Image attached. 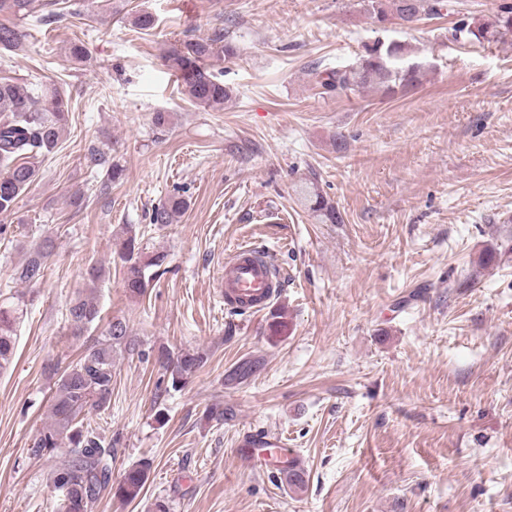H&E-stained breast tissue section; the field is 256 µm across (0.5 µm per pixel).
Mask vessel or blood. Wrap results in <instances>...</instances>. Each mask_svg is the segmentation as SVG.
I'll return each mask as SVG.
<instances>
[{
  "label": "vessel or blood",
  "mask_w": 512,
  "mask_h": 512,
  "mask_svg": "<svg viewBox=\"0 0 512 512\" xmlns=\"http://www.w3.org/2000/svg\"><path fill=\"white\" fill-rule=\"evenodd\" d=\"M223 296L225 304L243 312H259L281 290L284 281L274 271L273 264L259 251L248 247L237 248L224 262ZM269 451L265 464L282 469L288 453L280 439L267 431L247 432L242 436L237 452L241 459L253 461L256 447Z\"/></svg>",
  "instance_id": "b4317fda"
}]
</instances>
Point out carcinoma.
<instances>
[{"label": "carcinoma", "instance_id": "obj_1", "mask_svg": "<svg viewBox=\"0 0 512 512\" xmlns=\"http://www.w3.org/2000/svg\"><path fill=\"white\" fill-rule=\"evenodd\" d=\"M368 12L379 24L406 17L416 21L437 16L445 0H363ZM512 32V6L503 8L495 21L482 23L468 33L478 41L492 42ZM28 34L14 26L0 23V47L23 51ZM214 40H189L168 50V67L178 73L188 95L197 104L212 110L224 109L230 89L218 78L208 63L216 53ZM405 55L404 45L379 40L364 46L357 62L345 68L311 70L316 84L326 93L359 91L369 87L388 92L406 91L419 83L421 65H397ZM38 85L32 82H0V214L11 212L20 195L38 176L39 159L59 148L69 119L68 102L55 89L43 90L36 96ZM299 194L313 216L322 224H340L342 217L336 206L312 180L299 185ZM186 207L180 198L155 207L150 223L165 226L173 223ZM121 243V255L126 263L124 287L133 296L145 293L150 281L161 275L165 256L158 253L141 260L136 252V234ZM54 243L45 238L38 243L25 263L14 272L22 283L38 284L45 277L48 259ZM105 277V268L92 264L86 272L85 288L68 308L71 333L81 336L100 318L98 284ZM17 308L0 304V369L8 365L14 354L12 333ZM129 325L121 319L108 321L103 333L87 345L79 357L64 370L48 368L54 378L51 421L31 445V454L43 457L59 452L64 463L52 473V483L60 491L58 512H91L100 494L108 490L123 503L135 501L148 480L152 461L143 458L129 468L122 479L112 483L109 460L115 454L114 443L107 442L95 430L84 425V416L107 410L112 401V371L117 351L131 348ZM160 360L168 373L172 389H179L206 362L202 352H183L176 357L163 352Z\"/></svg>", "mask_w": 512, "mask_h": 512}]
</instances>
